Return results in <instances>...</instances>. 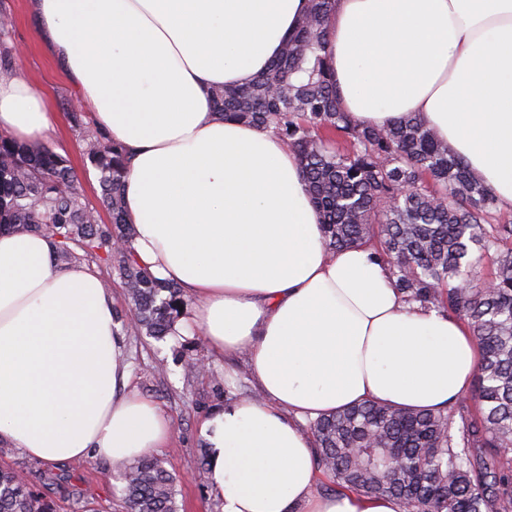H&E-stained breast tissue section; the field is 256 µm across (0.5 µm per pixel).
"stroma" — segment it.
Listing matches in <instances>:
<instances>
[{
    "mask_svg": "<svg viewBox=\"0 0 512 512\" xmlns=\"http://www.w3.org/2000/svg\"><path fill=\"white\" fill-rule=\"evenodd\" d=\"M0 15L10 27L8 38L0 41V64L8 66L14 77L43 88L56 116L45 146L69 159L85 202L97 210L101 220H108L98 175L83 155L81 133L68 120L69 113L81 109L75 87L41 41L29 18L28 0H0ZM127 357L132 390L158 405L172 422L171 438L163 448L154 450L153 456L176 477L179 504L184 512H220V504L210 492L209 471L200 464L208 450L198 427L210 409L238 400L242 386L252 385L245 355L214 353L204 338L192 331L181 339L164 341L128 334ZM49 467L57 474V483H40L36 489L54 499L61 512H78L70 496L75 486L95 498L99 512H126L119 467L96 458L56 462Z\"/></svg>",
    "mask_w": 512,
    "mask_h": 512,
    "instance_id": "1",
    "label": "stroma"
}]
</instances>
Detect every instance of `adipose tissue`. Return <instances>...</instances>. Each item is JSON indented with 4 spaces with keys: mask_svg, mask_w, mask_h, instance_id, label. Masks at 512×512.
Returning a JSON list of instances; mask_svg holds the SVG:
<instances>
[{
    "mask_svg": "<svg viewBox=\"0 0 512 512\" xmlns=\"http://www.w3.org/2000/svg\"><path fill=\"white\" fill-rule=\"evenodd\" d=\"M309 0H29L95 124L129 153L138 262L196 303L193 329L244 353L262 392L199 426L221 512H405L320 494L308 421L366 400L444 408L480 351L459 319L407 303L360 248L326 249L296 154L213 110L266 71ZM328 68L354 123L420 114L512 210V0H336ZM39 89L0 81V133L42 140ZM39 232L0 231V445L43 462L119 465L172 434L130 391L125 335L96 268L60 266Z\"/></svg>",
    "mask_w": 512,
    "mask_h": 512,
    "instance_id": "adipose-tissue-1",
    "label": "adipose tissue"
}]
</instances>
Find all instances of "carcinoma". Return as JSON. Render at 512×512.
Returning a JSON list of instances; mask_svg holds the SVG:
<instances>
[{
  "label": "carcinoma",
  "mask_w": 512,
  "mask_h": 512,
  "mask_svg": "<svg viewBox=\"0 0 512 512\" xmlns=\"http://www.w3.org/2000/svg\"><path fill=\"white\" fill-rule=\"evenodd\" d=\"M267 71L217 87L214 111L270 130L295 152L327 248L370 247L409 303L457 317L481 351L475 404L410 410L364 402L309 422L318 468L339 491L389 495L407 512H512V217L417 114L359 127L327 67L335 0H309ZM97 171L104 222L83 200L69 161L0 136V230L44 233L61 263H94L126 289L127 330L163 340L186 300L135 259L124 209L126 151L101 132L83 138ZM120 240L124 248L112 249ZM127 512H180L157 459L124 468ZM0 512H57L28 472L0 465Z\"/></svg>",
  "instance_id": "cac0c4a2"
}]
</instances>
